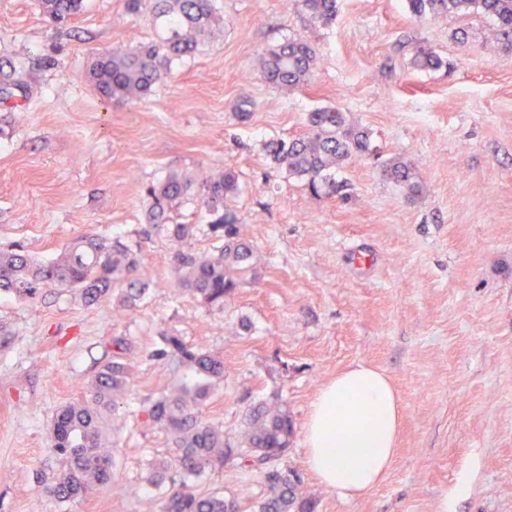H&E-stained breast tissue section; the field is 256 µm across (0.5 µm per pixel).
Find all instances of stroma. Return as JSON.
Wrapping results in <instances>:
<instances>
[{"label": "stroma", "mask_w": 512, "mask_h": 512, "mask_svg": "<svg viewBox=\"0 0 512 512\" xmlns=\"http://www.w3.org/2000/svg\"><path fill=\"white\" fill-rule=\"evenodd\" d=\"M224 25L135 101L104 100L87 73L113 49L157 40L150 11L84 0L65 25L39 0H0V72L18 83L0 103V249L54 259L91 233L139 254L150 294L132 314L105 299L43 285L33 299L0 291V512H159L150 458L165 432L144 427V398L171 380L149 353L169 332L224 360L205 410L237 440L249 408L286 403L295 423L284 459L316 512H512V60L489 48L492 19H417L406 0H337L330 24L302 0H217ZM469 37H454L458 28ZM300 37L314 45L310 80L285 93L261 57ZM450 68L416 71L418 45ZM253 101L248 118L234 106ZM336 106L375 150L340 168L347 200L315 196L264 150L309 132L310 112ZM411 165L421 195L383 177ZM233 167L226 207L254 245L252 269L223 309L176 286L175 246L147 233L146 190L169 173ZM196 227L186 250L214 242L199 202L172 209ZM132 342L133 389L112 416L116 486L74 503L47 497L56 472L50 430L86 394L112 339ZM382 371L402 405L399 445L383 479L347 499L306 465L305 425L320 389L352 364Z\"/></svg>", "instance_id": "obj_1"}]
</instances>
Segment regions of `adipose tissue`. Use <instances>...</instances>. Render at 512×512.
Returning <instances> with one entry per match:
<instances>
[{"mask_svg": "<svg viewBox=\"0 0 512 512\" xmlns=\"http://www.w3.org/2000/svg\"><path fill=\"white\" fill-rule=\"evenodd\" d=\"M400 399L390 382L363 363L328 382L306 425V463L320 482L346 498L376 486L395 456Z\"/></svg>", "mask_w": 512, "mask_h": 512, "instance_id": "adipose-tissue-1", "label": "adipose tissue"}]
</instances>
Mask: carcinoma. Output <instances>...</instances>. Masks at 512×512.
Wrapping results in <instances>:
<instances>
[{"label":"carcinoma","instance_id":"1","mask_svg":"<svg viewBox=\"0 0 512 512\" xmlns=\"http://www.w3.org/2000/svg\"><path fill=\"white\" fill-rule=\"evenodd\" d=\"M407 4L418 18L463 16L472 11L493 16L494 49L504 59H512V0H407ZM40 5L44 15L61 23L81 10L83 0H40ZM304 5L324 23L336 17V0H304ZM151 12L161 32L158 43L133 51L117 48L92 61L88 77L102 97L128 101L148 94L171 71L174 61L195 53L222 21L216 0H153ZM316 55L310 43L289 39L269 49L260 75L281 90H295L308 80ZM411 64L416 70L430 71L441 69L446 62L432 49L419 46ZM308 125L306 136L272 140L265 145L266 153L289 174L302 178L312 194L339 193L342 186L336 183V169L354 156L372 153L369 133L347 124L336 107L310 113ZM384 174L412 194L421 190L406 162L390 161ZM238 187V172L227 166L222 173L205 178L171 173L147 192L150 230L177 246L193 237L196 227L166 223L169 211L193 196L209 213L207 228L219 246L210 254L178 249L172 263L177 280L209 308H224L226 298L251 269L253 245L241 218L224 206V199ZM138 269L137 251L123 240L86 235L47 263L35 262L14 249L0 250V290L34 299L44 283L54 282L77 290L87 304L111 296L119 307L134 311L146 293ZM112 346L117 354L101 366L85 398L61 408L51 427L52 452L60 469L43 478L42 485L47 496L62 503L112 486L118 462L107 447V419L116 400L129 391L132 378V366L124 357L126 338L113 337ZM152 356L166 361L172 371L171 385L157 397L147 398L140 410L142 423L164 430L174 447L172 458H153L148 463L147 481L165 488L161 512H313V501L301 492L299 474L280 466L295 432L292 416L283 404L262 403L250 408L244 431L232 443L203 413L224 381L223 360L171 334L159 336ZM227 466L255 473L263 486L260 496L245 506L238 495L198 488L201 479ZM173 469L176 478L169 475Z\"/></svg>","mask_w":512,"mask_h":512}]
</instances>
